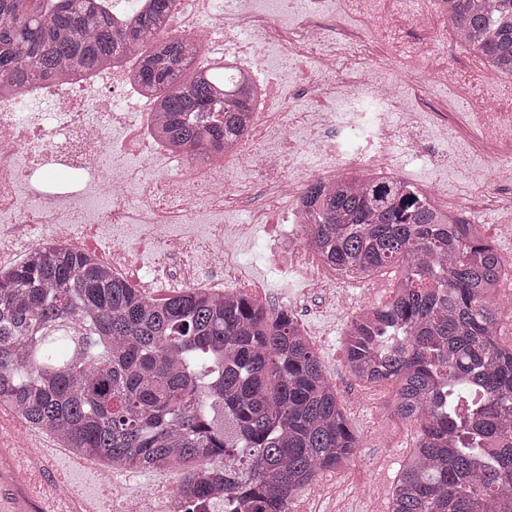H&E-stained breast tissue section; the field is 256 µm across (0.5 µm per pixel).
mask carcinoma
Returning <instances> with one entry per match:
<instances>
[{"label":"carcinoma","instance_id":"cac0c4a2","mask_svg":"<svg viewBox=\"0 0 512 512\" xmlns=\"http://www.w3.org/2000/svg\"><path fill=\"white\" fill-rule=\"evenodd\" d=\"M444 2L459 40L512 77V0ZM97 3L0 0V94L123 69L152 100L156 140L194 164L247 134L250 79L205 65L196 39L158 40L177 0H143L120 27ZM301 205L306 244L336 276L398 266L391 298L345 330L353 376L396 383L386 409L420 424L388 512H512V345L498 340L496 247L403 178L315 180ZM0 407L112 467H181L197 499L227 477L226 512H289L359 448L291 314L202 288L150 299L73 249H35L0 274Z\"/></svg>","mask_w":512,"mask_h":512}]
</instances>
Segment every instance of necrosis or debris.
Returning <instances> with one entry per match:
<instances>
[{
    "instance_id": "necrosis-or-debris-1",
    "label": "necrosis or debris",
    "mask_w": 512,
    "mask_h": 512,
    "mask_svg": "<svg viewBox=\"0 0 512 512\" xmlns=\"http://www.w3.org/2000/svg\"><path fill=\"white\" fill-rule=\"evenodd\" d=\"M350 8L381 36L428 25L427 13L412 0H350ZM307 15L301 26L290 17ZM336 14V0H182L171 23L188 27L203 19L208 31L205 56L247 74L260 91L254 121L247 136L204 169L170 152L149 130L150 102L120 71L77 75L67 83L38 82L17 98L0 96V265L14 266L24 255L13 246L21 228L45 225L44 235L30 238L34 248L44 239L73 242L90 225L136 224L159 253H174L186 263L178 273L183 287L206 286L224 296L250 293L255 302L266 298L264 282L242 274L241 264L224 253V241L249 235L268 214L277 222L267 239L273 259L288 272L305 273L347 318L365 309L336 280L306 244L302 234L300 197L307 178L330 180L338 171L365 167L379 173H399L394 147L415 143L422 135L406 91L419 73L444 74L449 90H465L471 111L482 117L481 133L512 132V116L487 111L492 94L482 84H463L448 70V58L458 39L439 31L408 47L392 46L373 64L363 61L369 41L359 32L328 33L322 20ZM302 58L308 78L302 93L288 90V64ZM141 122L125 144L112 141L125 107ZM388 111L400 115L387 123ZM174 162L166 178H150L145 166H131L130 153ZM318 156L312 168L299 170L300 154ZM248 163L264 188V198L252 209L248 224H225L224 212L240 207L251 189L233 183L232 166ZM65 184L49 185L53 174ZM212 225L199 238L184 232L187 224ZM211 256L223 277L202 280L189 259L196 252ZM196 502L169 485L160 500L149 491L127 484L112 500L113 512H195Z\"/></svg>"
}]
</instances>
